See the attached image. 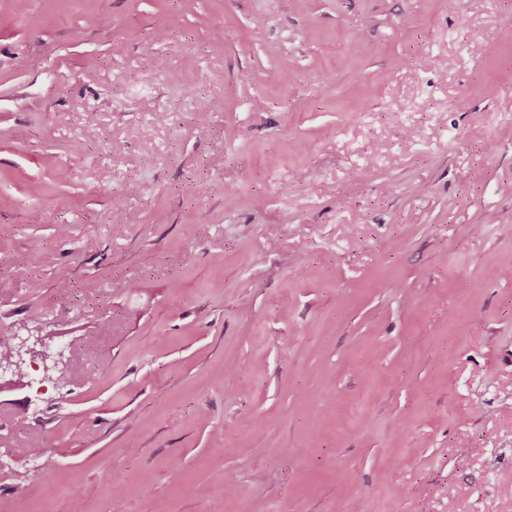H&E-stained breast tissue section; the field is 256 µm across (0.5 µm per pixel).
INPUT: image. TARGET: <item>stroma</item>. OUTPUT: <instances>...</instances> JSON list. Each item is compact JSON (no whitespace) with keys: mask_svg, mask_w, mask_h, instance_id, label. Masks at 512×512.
Wrapping results in <instances>:
<instances>
[{"mask_svg":"<svg viewBox=\"0 0 512 512\" xmlns=\"http://www.w3.org/2000/svg\"><path fill=\"white\" fill-rule=\"evenodd\" d=\"M508 268L512 0H0V512H512Z\"/></svg>","mask_w":512,"mask_h":512,"instance_id":"stroma-1","label":"stroma"}]
</instances>
